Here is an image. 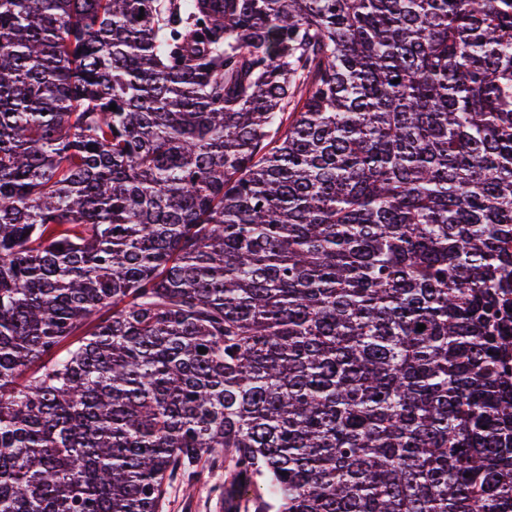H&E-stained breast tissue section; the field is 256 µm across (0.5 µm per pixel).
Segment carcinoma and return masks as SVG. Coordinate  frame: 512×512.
<instances>
[{"instance_id": "obj_1", "label": "carcinoma", "mask_w": 512, "mask_h": 512, "mask_svg": "<svg viewBox=\"0 0 512 512\" xmlns=\"http://www.w3.org/2000/svg\"><path fill=\"white\" fill-rule=\"evenodd\" d=\"M510 305L512 0H0V512H512ZM224 479L223 469L205 471L192 486L173 483L167 490L159 512H225L224 506L210 492L214 483H224Z\"/></svg>"}]
</instances>
